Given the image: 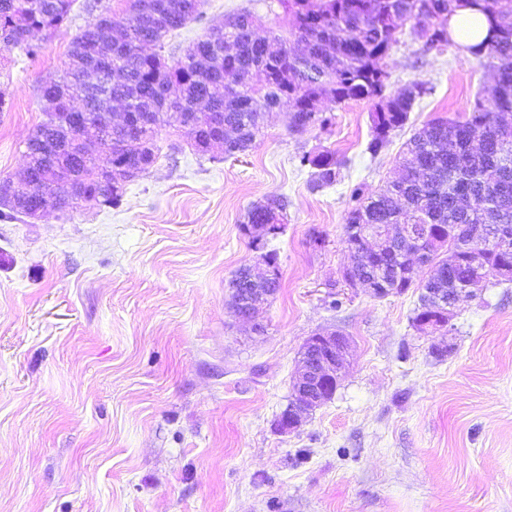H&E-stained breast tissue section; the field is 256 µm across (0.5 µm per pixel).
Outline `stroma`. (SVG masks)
Instances as JSON below:
<instances>
[{
    "label": "stroma",
    "instance_id": "1",
    "mask_svg": "<svg viewBox=\"0 0 512 512\" xmlns=\"http://www.w3.org/2000/svg\"><path fill=\"white\" fill-rule=\"evenodd\" d=\"M86 2L35 55L0 49L2 176L25 164L48 112L38 87L93 21ZM241 10L282 22L279 0H203L166 49ZM384 69L387 93L426 92L378 155L371 100L324 104L326 124L300 133L280 108L233 157L163 127L119 206L0 221V512H512V282L462 297L442 333L414 324L418 289L376 297L342 278L351 188L378 191L425 123L467 118L489 72L426 50L408 22ZM324 151L341 175L314 190L300 158ZM271 194L284 228L257 243L246 214ZM268 252L281 287L258 334L229 282ZM324 330L351 342L336 394L281 433L300 349Z\"/></svg>",
    "mask_w": 512,
    "mask_h": 512
}]
</instances>
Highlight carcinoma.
<instances>
[{
	"instance_id": "carcinoma-1",
	"label": "carcinoma",
	"mask_w": 512,
	"mask_h": 512,
	"mask_svg": "<svg viewBox=\"0 0 512 512\" xmlns=\"http://www.w3.org/2000/svg\"><path fill=\"white\" fill-rule=\"evenodd\" d=\"M75 0H0V46L33 55L32 35L55 32L69 20ZM122 22L101 13L72 40L68 62L58 81L40 87L50 105L47 120L26 142V165L0 184L14 188L16 203L3 220H23L36 205L29 187L62 194V206L104 198L117 207L109 167L136 174L156 160L159 128L185 129L198 152L224 143V155L247 152L262 129L264 116L283 101L291 105L289 129L301 132L326 119L320 104L374 100L369 153L376 155L389 133L405 124L415 100L425 92L415 82L385 95L383 60L403 21L430 49L454 47L487 60L492 81L478 93L463 121L434 119L406 143L398 176L374 195L351 189L346 234L361 245L358 226L410 224L420 237L448 242L461 260L435 254L428 279L415 284V272L390 255L355 257L360 280L377 297L408 289L465 288L481 275L505 282L512 275L509 247L468 252L471 224L512 225V0H280L290 25L261 34L250 29L248 11L228 16L179 55L146 53L164 48V39L200 16L202 0H122ZM484 15L487 35L476 44L456 42L449 21L460 10ZM234 48L235 63L224 50ZM493 102L484 108L481 98ZM123 103L136 119L112 124L103 112ZM300 163L313 169L311 187L337 182L341 162L325 151L305 154ZM288 200L269 195L247 213L249 224H283Z\"/></svg>"
}]
</instances>
